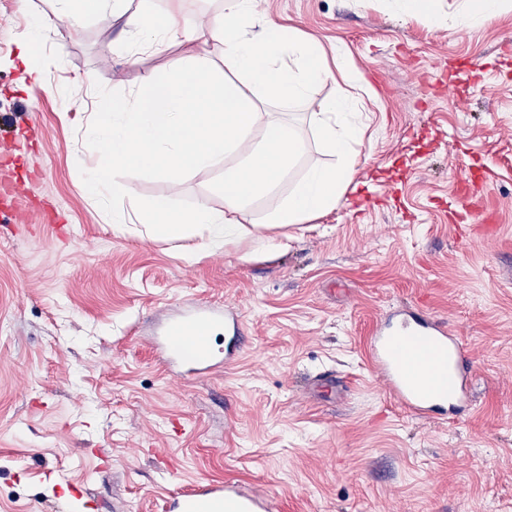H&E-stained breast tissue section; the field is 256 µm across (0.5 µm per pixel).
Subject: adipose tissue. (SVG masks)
Segmentation results:
<instances>
[{
  "label": "adipose tissue",
  "instance_id": "ef3b65f1",
  "mask_svg": "<svg viewBox=\"0 0 512 512\" xmlns=\"http://www.w3.org/2000/svg\"><path fill=\"white\" fill-rule=\"evenodd\" d=\"M180 3L169 0L164 13L139 15L141 33L180 39L185 51L166 73L146 72L135 104L100 102L93 120L97 163L88 184L108 194L112 228L119 231L126 222L125 195L111 176L223 168V210L202 203L179 212L169 199H154L146 211L151 235L171 242L204 235L214 244L247 236L260 248H275L276 231L305 223L341 200L354 173L361 133L342 98L324 101L320 111L308 113L336 165L309 167L273 212L244 224L243 213L276 189L304 151L299 127L287 120H262L259 104L310 100L331 72L319 48L301 40L292 27L269 21L255 29L258 0H225L223 17L186 32L178 29ZM402 6L404 13L468 29L512 8V0H468L465 11L453 18L438 12L435 0H402ZM212 42L224 46L223 69L213 68L198 53L199 46ZM287 56L297 58V66L284 64ZM258 126L263 129L259 135L254 132Z\"/></svg>",
  "mask_w": 512,
  "mask_h": 512
}]
</instances>
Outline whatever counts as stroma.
<instances>
[{"label":"stroma","mask_w":512,"mask_h":512,"mask_svg":"<svg viewBox=\"0 0 512 512\" xmlns=\"http://www.w3.org/2000/svg\"><path fill=\"white\" fill-rule=\"evenodd\" d=\"M167 7L123 0L74 28L53 0H0V158L33 202L22 231L0 207V512H163L203 477L265 490L275 512H512V10L446 30L398 0H260L361 74L312 92L351 98L358 162L336 207L272 254L197 238L189 257L137 222L113 232L81 188L97 101L134 102L182 55L135 28ZM223 177L122 184L135 204L220 211ZM209 302L236 309L244 348L178 376L151 341ZM415 308L466 339L457 418L412 416L372 373L373 330Z\"/></svg>","instance_id":"stroma-1"}]
</instances>
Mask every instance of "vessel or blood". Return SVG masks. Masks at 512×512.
<instances>
[{"label": "vessel or blood", "instance_id": "b4317fda", "mask_svg": "<svg viewBox=\"0 0 512 512\" xmlns=\"http://www.w3.org/2000/svg\"><path fill=\"white\" fill-rule=\"evenodd\" d=\"M223 325L224 355H216L210 334ZM245 341L243 326L230 306L204 304L172 318L155 348L165 365L185 377H206L234 358ZM370 361L385 391L411 414L422 417L457 413L467 401L468 348L446 323L422 311L378 325L370 341ZM270 495L235 481L202 479L170 495L165 512H272Z\"/></svg>", "mask_w": 512, "mask_h": 512}]
</instances>
